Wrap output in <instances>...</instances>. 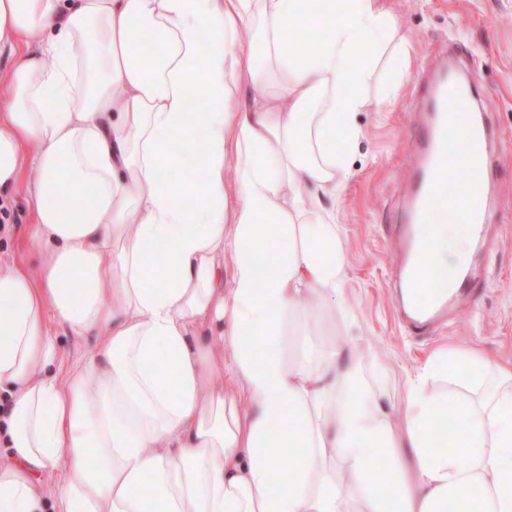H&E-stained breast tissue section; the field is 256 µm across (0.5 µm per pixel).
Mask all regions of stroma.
<instances>
[{
  "instance_id": "35a3bbf8",
  "label": "stroma",
  "mask_w": 512,
  "mask_h": 512,
  "mask_svg": "<svg viewBox=\"0 0 512 512\" xmlns=\"http://www.w3.org/2000/svg\"><path fill=\"white\" fill-rule=\"evenodd\" d=\"M389 5L400 35L413 46V60L404 71L392 51L378 57L366 93L374 100L390 94L391 109L358 113L354 122L362 137L339 139L351 172L336 200L349 314L318 316L311 331L334 329L354 346L365 374L385 366L390 373L385 404L395 412L409 380L438 348L470 345L512 358V0H389ZM453 45L473 64L470 76L495 132L484 189L493 207L470 251L469 293L458 297L438 324L415 330L400 314L401 207L413 178V134L425 80L444 65ZM0 200L11 213L10 231L0 235V254L28 262L24 227L32 215L26 184L1 191Z\"/></svg>"
}]
</instances>
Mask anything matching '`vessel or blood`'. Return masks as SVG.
<instances>
[{"mask_svg": "<svg viewBox=\"0 0 512 512\" xmlns=\"http://www.w3.org/2000/svg\"><path fill=\"white\" fill-rule=\"evenodd\" d=\"M477 93L469 82L445 72L435 80L428 105V119L415 134L418 163L413 186L402 210L406 226L405 249L413 254L412 263L403 265V288L410 293L404 312L407 323L421 329L447 314L448 306L465 293L467 282L459 280L449 287L434 284L426 263L430 225L428 215L436 202L448 201L468 192L472 203L459 216L460 223L482 225L487 221L488 200L481 189L485 179V141L488 128L477 116ZM463 166L466 184H452L448 172Z\"/></svg>", "mask_w": 512, "mask_h": 512, "instance_id": "vessel-or-blood-1", "label": "vessel or blood"}]
</instances>
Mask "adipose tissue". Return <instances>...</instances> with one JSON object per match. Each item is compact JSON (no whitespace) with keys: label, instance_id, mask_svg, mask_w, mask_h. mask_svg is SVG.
Segmentation results:
<instances>
[{"label":"adipose tissue","instance_id":"ef3b65f1","mask_svg":"<svg viewBox=\"0 0 512 512\" xmlns=\"http://www.w3.org/2000/svg\"><path fill=\"white\" fill-rule=\"evenodd\" d=\"M392 44L385 0H0V189L27 181L36 256L0 257V512H512L511 359L438 350L394 415L343 339L283 348L336 309L320 199ZM466 205L431 211L435 282ZM62 351L70 368L79 365L92 348V341L85 338L61 336Z\"/></svg>","mask_w":512,"mask_h":512}]
</instances>
